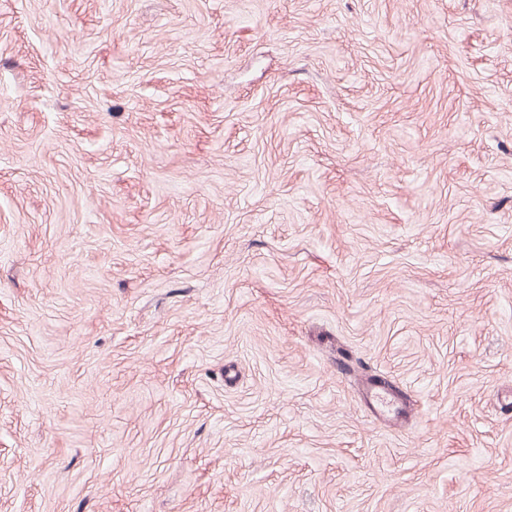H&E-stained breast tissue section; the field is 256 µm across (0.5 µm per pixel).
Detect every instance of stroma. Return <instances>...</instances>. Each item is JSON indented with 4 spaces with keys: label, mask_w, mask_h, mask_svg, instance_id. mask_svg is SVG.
I'll list each match as a JSON object with an SVG mask.
<instances>
[{
    "label": "stroma",
    "mask_w": 512,
    "mask_h": 512,
    "mask_svg": "<svg viewBox=\"0 0 512 512\" xmlns=\"http://www.w3.org/2000/svg\"><path fill=\"white\" fill-rule=\"evenodd\" d=\"M0 512H512V0H0ZM372 389L366 391V396L371 398V405L380 413L393 412L394 417L398 419L401 411L404 409L403 401L399 393L392 389L372 384ZM380 387V388H377Z\"/></svg>",
    "instance_id": "1"
}]
</instances>
